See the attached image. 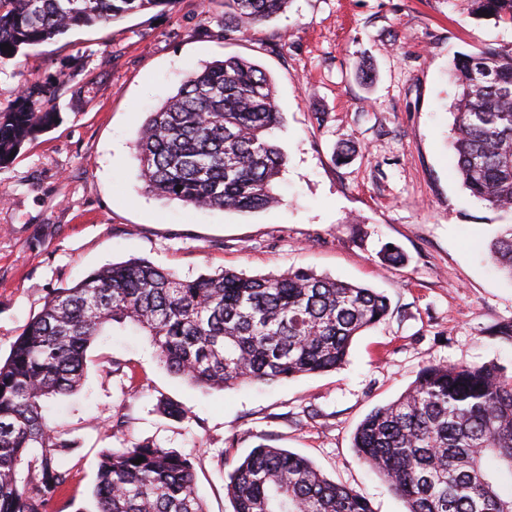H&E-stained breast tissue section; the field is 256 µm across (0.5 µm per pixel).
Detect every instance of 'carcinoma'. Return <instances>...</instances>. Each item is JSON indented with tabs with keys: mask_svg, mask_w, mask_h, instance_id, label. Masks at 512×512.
I'll use <instances>...</instances> for the list:
<instances>
[{
	"mask_svg": "<svg viewBox=\"0 0 512 512\" xmlns=\"http://www.w3.org/2000/svg\"><path fill=\"white\" fill-rule=\"evenodd\" d=\"M175 0H0V64L94 25ZM289 0H224L227 32L254 28ZM512 25V0H460ZM456 174L502 220L488 245L512 279V47L454 64ZM65 83H23L0 110V169L56 125ZM282 120L271 79L238 57L190 73L149 113L134 148L145 189L193 208L241 213L280 203L286 158L271 139ZM181 190H176L177 186ZM372 288L296 269L248 276L224 270L183 279L151 262L112 263L57 288L0 362V512H66L74 447L50 426L46 403L81 386L86 351L107 325L151 337L159 360L200 387L273 386L340 368L353 339L387 315ZM357 457L386 480L406 512H512V374L495 362L422 367L396 400L374 408L353 436ZM144 457L143 462L134 460ZM233 512H372L354 490L308 459L259 445L228 474ZM96 512H206L192 458L153 442L111 448L96 475Z\"/></svg>",
	"mask_w": 512,
	"mask_h": 512,
	"instance_id": "1",
	"label": "carcinoma"
}]
</instances>
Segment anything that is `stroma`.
I'll use <instances>...</instances> for the list:
<instances>
[{
	"label": "stroma",
	"instance_id": "obj_1",
	"mask_svg": "<svg viewBox=\"0 0 512 512\" xmlns=\"http://www.w3.org/2000/svg\"><path fill=\"white\" fill-rule=\"evenodd\" d=\"M512 44V29L455 0H290L284 14L224 30L222 0H177L22 49L0 66V108L22 83L65 72L62 121L0 169V359L54 289L101 267L149 260L183 278L305 268L384 294L389 312L337 370L274 387L191 385L149 336L113 324L87 351L82 388L47 404L75 446L79 512H92L102 451L150 441L194 459L208 512H233L229 473L265 444L308 458L372 512H405L352 446L358 424L428 363L512 370V281L486 259L499 219L454 173V61ZM239 57L272 79L286 156L282 205L196 210L147 192L133 148L149 112L187 74ZM349 156L338 162L339 147ZM393 245L403 264H385ZM185 410L166 415L164 404Z\"/></svg>",
	"mask_w": 512,
	"mask_h": 512
}]
</instances>
